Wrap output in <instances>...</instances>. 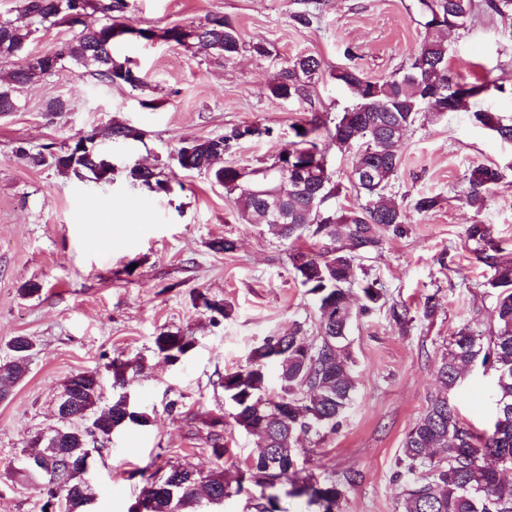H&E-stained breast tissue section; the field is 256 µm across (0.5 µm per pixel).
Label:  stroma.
Here are the masks:
<instances>
[{
    "label": "stroma",
    "mask_w": 512,
    "mask_h": 512,
    "mask_svg": "<svg viewBox=\"0 0 512 512\" xmlns=\"http://www.w3.org/2000/svg\"><path fill=\"white\" fill-rule=\"evenodd\" d=\"M298 14L308 15L309 25L297 24ZM215 15L239 32L244 48L233 60L131 38L114 52L131 60L143 87L102 83L90 68L67 60L21 89L15 111L0 114V361L14 337L33 342L24 379L0 402V512H41L44 479L22 467L37 451V437L57 426L55 402L71 375L106 373L116 357L142 365L128 392L149 424L115 431L88 472L95 489L88 512H128L147 484L140 471L151 463L204 475L220 467L234 481L257 438L235 423L236 408L220 385L224 373L244 366L267 337L298 329L308 342L320 341L316 298L296 279L290 255L298 247L320 258L324 240L284 239L266 225L245 223L223 188L180 170L172 152L182 140L254 124L272 136L235 147L224 161L249 168L271 163L293 123L315 112L332 122L349 105L330 69L346 64L381 80L408 62L423 37L413 0H134L124 21L161 30ZM448 46L453 69L489 84L481 107L512 116V99L496 91L512 84V35L499 20L474 14L466 28L449 33ZM301 53L321 58L326 69L310 98L272 97L268 83ZM56 97L68 100L69 111H47ZM115 122L139 129L142 140L112 142L105 131ZM87 135L92 149L117 165L162 170L170 192L141 189L119 174L110 182L80 180L16 154L20 147L30 155L47 147L58 152ZM400 154L391 191L408 222L400 234L385 233L378 251L354 261L352 297L368 278L385 288L387 305L350 326L353 407L335 429L309 435L299 452L305 473L356 472L342 512H401L404 480L395 461L427 397L439 389L440 354L460 328L485 335L495 323L492 273L477 259L467 226L490 225L512 251L511 144L460 111L421 116ZM479 163L497 165L503 179L475 206L464 176ZM423 194L439 203L419 213L413 203ZM224 238L235 240V251L212 249ZM29 283L39 284V292L23 295ZM206 298L223 302L228 316L205 309ZM428 303L436 306L429 319ZM393 306L406 311L407 329L391 318ZM163 331L194 341L178 364L155 349ZM493 389L492 372L477 365L465 373L455 401L475 431L493 426ZM217 414L224 417L218 431L209 424ZM217 433L227 448L220 463L211 454Z\"/></svg>",
    "instance_id": "1"
}]
</instances>
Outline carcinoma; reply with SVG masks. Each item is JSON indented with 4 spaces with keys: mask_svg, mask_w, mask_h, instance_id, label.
Instances as JSON below:
<instances>
[{
    "mask_svg": "<svg viewBox=\"0 0 512 512\" xmlns=\"http://www.w3.org/2000/svg\"><path fill=\"white\" fill-rule=\"evenodd\" d=\"M130 7L128 0H20L18 17L0 21V59L28 55L27 47L33 27L54 25L59 21L71 27L84 24L88 11H98L107 22L97 28L83 29L72 43L59 50L35 56L46 63L38 73L23 65L14 69L6 82L0 81V112L16 109V89L50 75L70 58L95 68L104 83L126 85L137 89L142 77L127 58L114 56L112 29L121 22ZM415 9L423 29L420 47L407 66L382 80L372 81L351 66L331 70L336 83L345 88L353 103L341 112L329 127L314 115L292 125L293 137L279 153L297 168L288 174L276 208L285 218L281 224L270 222L271 212L263 201L247 190L238 167L219 164V158L241 141L270 135L272 130L254 125L236 127L214 137L194 138L176 149L174 160L180 169L196 171L224 187L225 194L238 208L248 224H266L283 238H299L310 224L316 225L314 236L334 243L319 260L300 259V250L290 255L292 268L300 283L318 298L317 324L321 343L314 346L296 330L286 336H272L255 348L246 365L224 374L220 385L236 406L235 422L245 431L257 435L262 447L257 449L243 469L238 470L237 488L224 479L221 472L207 476L185 468L170 467L165 480L148 477V488L141 498L153 503V512H199L203 506L222 505L241 491L247 482L261 489L251 508L254 512H284L279 498L267 490L289 485L287 495L307 498L323 512H337L343 496L342 485H352L355 475L343 476L339 482L332 475L317 478L302 475L297 454L301 439L310 433L334 426L353 405L354 361L346 352V333L354 317L383 307L385 293L372 280L361 285L358 309H353L349 289L353 278V260L379 249L386 231L399 232L406 213L389 187L401 165L399 152L403 133L428 112L439 117L447 112L471 113L474 123L512 142V118L477 105L489 85L466 82L449 64L448 31L466 26L476 12L496 16L512 23V0H415ZM138 38H157L174 42L207 56L230 59L243 49L237 29L222 16H213L203 24L175 25L158 33L151 28L137 30ZM321 59L299 55L282 66L268 85L276 99L303 100L310 96L315 79L322 72ZM113 140H139L143 133L130 126L115 124L108 132ZM90 141L80 137L61 154L32 155L19 147L16 154L35 165L47 163L78 179H113L115 171L102 172L87 157ZM359 149L349 182L357 197L365 203L335 211L327 219L312 206L314 197L335 190L327 155L331 148ZM125 178L151 191H170L161 171L124 168ZM502 179L496 166L478 164L466 174L468 196L474 203ZM466 238L474 245L477 259L492 271L488 285L496 290L495 325L489 334H474L463 327L450 337L437 368L441 390L427 398L424 412L406 433L397 467L409 476L400 501L402 512H512V482L501 473L512 469V254L505 255L494 240L488 224H471ZM156 350L167 361L176 363L193 347V340L179 334L161 332L154 338ZM31 348L25 336L10 343L12 356L0 363V393L9 395L25 376L27 353L19 347ZM479 364L495 376L494 399L496 418L489 434H476L459 417L453 393L458 388L463 370ZM277 372L280 391L265 396L269 369ZM136 371L134 362L119 357L112 359V395L110 402L96 410L103 396V383L95 372L83 371L67 382L75 385L72 392L76 411L93 417L100 446L105 436L128 425L144 426L147 414L128 400L127 389ZM60 435L59 449L64 453L58 472L45 474L48 500L41 512H48L55 490L70 497L75 508L91 502L93 488L79 467L90 448L91 433L82 426L59 425L52 431ZM492 457L498 467L482 463Z\"/></svg>",
    "mask_w": 512,
    "mask_h": 512,
    "instance_id": "cac0c4a2",
    "label": "carcinoma"
}]
</instances>
